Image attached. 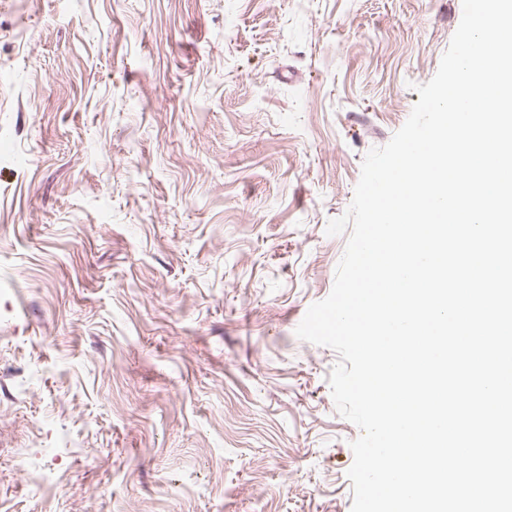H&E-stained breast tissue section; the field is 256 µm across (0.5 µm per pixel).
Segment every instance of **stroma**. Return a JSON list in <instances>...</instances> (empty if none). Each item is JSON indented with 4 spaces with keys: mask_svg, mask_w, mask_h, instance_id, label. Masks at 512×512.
Listing matches in <instances>:
<instances>
[{
    "mask_svg": "<svg viewBox=\"0 0 512 512\" xmlns=\"http://www.w3.org/2000/svg\"><path fill=\"white\" fill-rule=\"evenodd\" d=\"M461 0H0V512H351L299 339Z\"/></svg>",
    "mask_w": 512,
    "mask_h": 512,
    "instance_id": "stroma-1",
    "label": "stroma"
}]
</instances>
